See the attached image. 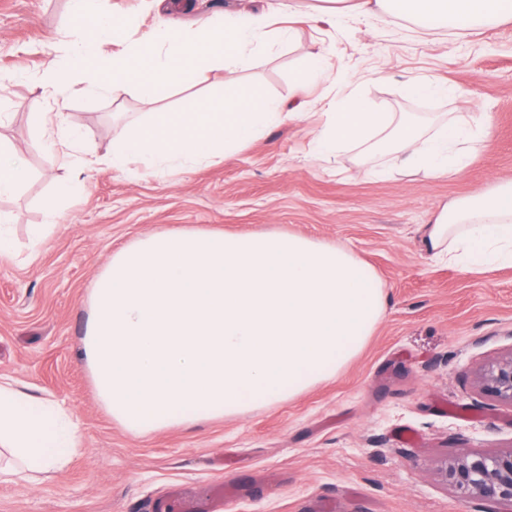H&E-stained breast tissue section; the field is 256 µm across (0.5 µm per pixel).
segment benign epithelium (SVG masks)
<instances>
[{
  "instance_id": "7a95c632",
  "label": "benign epithelium",
  "mask_w": 512,
  "mask_h": 512,
  "mask_svg": "<svg viewBox=\"0 0 512 512\" xmlns=\"http://www.w3.org/2000/svg\"><path fill=\"white\" fill-rule=\"evenodd\" d=\"M476 378L481 394L512 405V353L480 366ZM440 476L467 498L512 508V450L501 454L463 453L444 463Z\"/></svg>"
}]
</instances>
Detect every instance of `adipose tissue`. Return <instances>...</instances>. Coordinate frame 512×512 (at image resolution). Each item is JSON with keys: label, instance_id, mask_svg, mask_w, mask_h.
Instances as JSON below:
<instances>
[{"label": "adipose tissue", "instance_id": "1", "mask_svg": "<svg viewBox=\"0 0 512 512\" xmlns=\"http://www.w3.org/2000/svg\"><path fill=\"white\" fill-rule=\"evenodd\" d=\"M97 2L69 0L66 61L48 63L42 74L55 109L38 115L39 147L77 140L65 114L67 90L85 96L107 92L116 101L133 93L152 100L214 68L231 74L247 69L257 50L281 47L293 36L289 27L270 35L273 13L244 9L235 19H201L190 34L172 25L155 38L136 40L128 38L122 16L100 13ZM317 5L333 18L377 12L388 23L405 22L424 33H467L512 20V0H317ZM285 112L283 104L260 100L250 90L211 96L130 127L112 143L105 161L109 168L128 172L136 166L144 174L185 168L241 147ZM482 141V127L451 120L429 129L353 95L336 112L334 123L316 136L309 157L353 149L365 163L385 147L405 155L428 177L442 178L462 172ZM422 244L438 259L470 271L512 264V183L435 211ZM81 442L77 425L54 401L32 397L0 379V447L7 451L0 481H31L59 470Z\"/></svg>", "mask_w": 512, "mask_h": 512}]
</instances>
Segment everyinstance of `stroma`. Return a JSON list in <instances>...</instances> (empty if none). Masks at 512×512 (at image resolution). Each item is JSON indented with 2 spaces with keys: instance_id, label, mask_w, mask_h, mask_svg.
<instances>
[{
  "instance_id": "35a3bbf8",
  "label": "stroma",
  "mask_w": 512,
  "mask_h": 512,
  "mask_svg": "<svg viewBox=\"0 0 512 512\" xmlns=\"http://www.w3.org/2000/svg\"><path fill=\"white\" fill-rule=\"evenodd\" d=\"M236 0H196L192 13L156 11L150 0H104L128 16L139 38L166 25L233 9ZM70 23L68 0H0V142L26 160L29 178L0 211L14 255L0 260V375L55 400L83 441L63 468L34 483L0 482V512H130L180 487L222 481L231 500L215 512H480L439 478L442 462L466 451L512 449V406L488 399L475 368L512 351V266L466 271L420 245L432 213L512 181V22L464 34L421 36L380 15L329 19L302 7L290 45L257 55L233 77L214 71L147 105L71 94L79 151L35 147L38 113L54 101L43 89L53 40ZM330 73L358 72L357 93L387 112H414L427 124H464L489 114L481 152L461 174L432 179L388 156L360 168L354 151L311 160L313 136L331 120L333 98H295L310 53ZM433 79L443 94L410 97L408 82ZM301 106L302 117L268 127L211 162L132 180L99 166L84 194L46 209L61 183L103 156L129 122L175 112L187 99L239 88ZM54 231L36 240L45 224ZM181 229L248 234L291 232L340 244L363 259L387 294L386 311L360 353L337 375L240 416L136 434L100 402L82 358L87 300L108 257L150 232ZM416 441L403 443L400 429Z\"/></svg>"
}]
</instances>
